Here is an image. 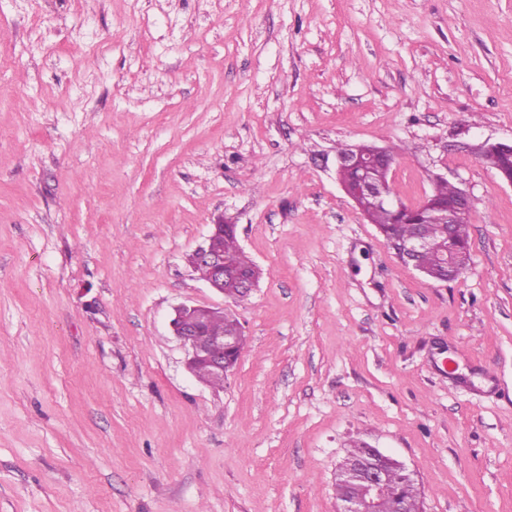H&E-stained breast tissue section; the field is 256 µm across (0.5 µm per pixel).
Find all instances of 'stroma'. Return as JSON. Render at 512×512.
<instances>
[{
	"label": "stroma",
	"instance_id": "35a3bbf8",
	"mask_svg": "<svg viewBox=\"0 0 512 512\" xmlns=\"http://www.w3.org/2000/svg\"><path fill=\"white\" fill-rule=\"evenodd\" d=\"M43 22L31 29L32 10ZM512 0H0V512H336L368 442L424 512H512ZM472 197L451 282L403 265L336 180ZM237 226L242 301L185 257ZM245 331L215 388L173 308Z\"/></svg>",
	"mask_w": 512,
	"mask_h": 512
}]
</instances>
